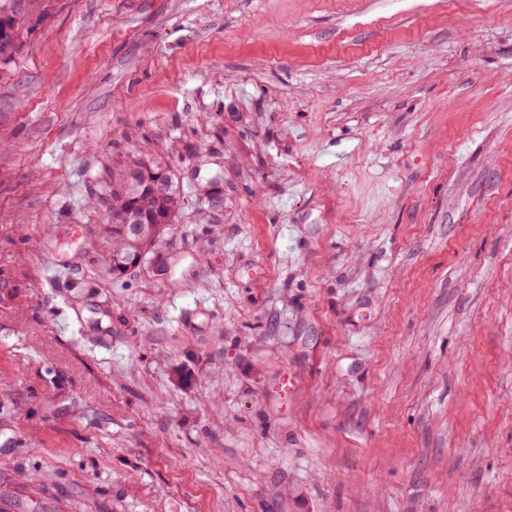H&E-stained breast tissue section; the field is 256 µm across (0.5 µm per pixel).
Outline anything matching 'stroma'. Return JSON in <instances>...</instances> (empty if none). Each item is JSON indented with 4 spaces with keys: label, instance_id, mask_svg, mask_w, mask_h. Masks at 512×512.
I'll list each match as a JSON object with an SVG mask.
<instances>
[{
    "label": "stroma",
    "instance_id": "1",
    "mask_svg": "<svg viewBox=\"0 0 512 512\" xmlns=\"http://www.w3.org/2000/svg\"><path fill=\"white\" fill-rule=\"evenodd\" d=\"M0 9V512H512V0ZM145 163H137L129 168L123 174L121 180L112 189V235L115 239V249L112 254V271L115 274L124 272L123 266L130 262L128 247L139 249L145 243L152 241L157 234V238L166 230L169 224H173L181 205V188L175 180L174 174L167 170H154L159 165H152L144 170L149 177V183L154 189H164L169 182V188L164 193L154 191L147 182H140L143 179V173L138 170ZM167 173V176H166ZM133 181L142 184L141 190L133 195H129L128 186ZM133 213L139 219L149 224H143L140 220L130 221V236L127 238L126 231L129 220V213ZM128 245V247H127Z\"/></svg>",
    "mask_w": 512,
    "mask_h": 512
}]
</instances>
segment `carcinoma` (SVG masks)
<instances>
[{"instance_id":"obj_1","label":"carcinoma","mask_w":512,"mask_h":512,"mask_svg":"<svg viewBox=\"0 0 512 512\" xmlns=\"http://www.w3.org/2000/svg\"><path fill=\"white\" fill-rule=\"evenodd\" d=\"M16 36L13 15L0 11V54L13 45ZM137 163L125 171L121 180L112 190V235L115 239V249L112 254V271L123 273V266L130 262L129 250L126 243V231L129 214L150 224L159 225L158 233H163L167 226L174 223L181 205V188L174 175L167 174L169 188L164 193L154 191L143 181V173ZM142 182L141 190L135 195H129L128 186L132 182Z\"/></svg>"}]
</instances>
